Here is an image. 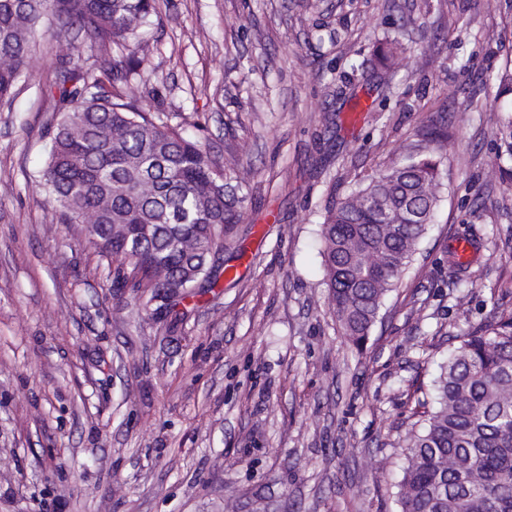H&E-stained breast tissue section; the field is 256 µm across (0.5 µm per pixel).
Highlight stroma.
Segmentation results:
<instances>
[{
    "label": "stroma",
    "instance_id": "1",
    "mask_svg": "<svg viewBox=\"0 0 512 512\" xmlns=\"http://www.w3.org/2000/svg\"><path fill=\"white\" fill-rule=\"evenodd\" d=\"M138 93L241 186L238 278L179 324L140 310L29 186L60 58L43 18L0 107V512H399L401 450L457 336L512 307L497 75L506 0H155ZM397 40L395 65L376 59ZM448 134L440 203L362 347L324 284L326 211L418 133ZM475 254L466 274L455 240Z\"/></svg>",
    "mask_w": 512,
    "mask_h": 512
}]
</instances>
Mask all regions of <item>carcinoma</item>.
Segmentation results:
<instances>
[{"label":"carcinoma","instance_id":"carcinoma-1","mask_svg":"<svg viewBox=\"0 0 512 512\" xmlns=\"http://www.w3.org/2000/svg\"><path fill=\"white\" fill-rule=\"evenodd\" d=\"M86 33L89 52L61 61L48 162L35 187L61 224H82L115 288L151 315L217 286L224 237L240 221L236 187L207 147L139 105L128 76L145 69L141 31L152 0H0V100L23 74L29 34L44 9ZM126 61L101 55L107 43ZM495 164L512 160V114L498 129ZM440 160L430 150L368 175L321 224L325 285L341 333L368 340L433 223ZM423 429L401 449L400 512H512V308L459 337L434 380Z\"/></svg>","mask_w":512,"mask_h":512}]
</instances>
